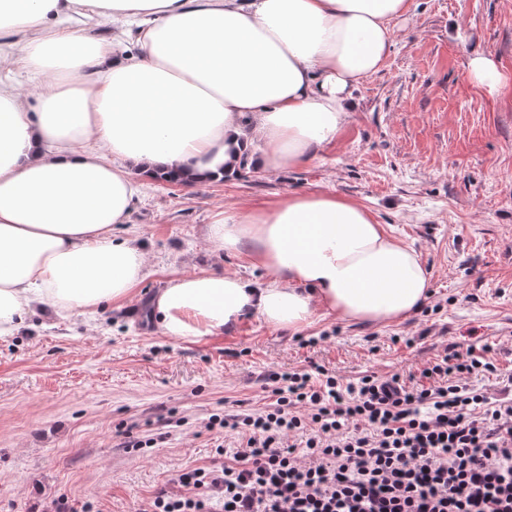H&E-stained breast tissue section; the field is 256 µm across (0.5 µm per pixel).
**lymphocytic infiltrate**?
<instances>
[{"instance_id": "lymphocytic-infiltrate-1", "label": "lymphocytic infiltrate", "mask_w": 512, "mask_h": 512, "mask_svg": "<svg viewBox=\"0 0 512 512\" xmlns=\"http://www.w3.org/2000/svg\"><path fill=\"white\" fill-rule=\"evenodd\" d=\"M480 366L449 353L411 387L272 373L266 410L210 417L238 435L223 463L144 512H512V403L474 416L458 381Z\"/></svg>"}]
</instances>
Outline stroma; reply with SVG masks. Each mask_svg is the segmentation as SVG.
I'll list each match as a JSON object with an SVG mask.
<instances>
[{
  "label": "stroma",
  "mask_w": 512,
  "mask_h": 512,
  "mask_svg": "<svg viewBox=\"0 0 512 512\" xmlns=\"http://www.w3.org/2000/svg\"><path fill=\"white\" fill-rule=\"evenodd\" d=\"M415 4L314 159L207 186L149 182L115 230L145 253L137 299L80 317L37 310L0 341V512H138L178 491L181 471L219 461L224 433L209 417L268 406L272 372L408 383L456 351L489 365L468 387L512 397V0ZM480 55L505 84L471 80ZM316 192L358 201L417 249L431 274L421 312L373 325L320 314L298 332L250 319L200 339L157 333L149 301L172 278L263 275L245 253L215 251L208 224Z\"/></svg>",
  "instance_id": "1"
}]
</instances>
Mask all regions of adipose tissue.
<instances>
[{
	"mask_svg": "<svg viewBox=\"0 0 512 512\" xmlns=\"http://www.w3.org/2000/svg\"><path fill=\"white\" fill-rule=\"evenodd\" d=\"M413 9L414 0H0V61L55 77L32 103L0 81V339L37 305L82 315L132 296L145 257L113 228L145 180L172 173L205 185L246 162H308L335 140L354 91L389 55L393 22ZM100 19L134 35L141 55L85 34L84 22ZM207 232L217 249L249 247L267 278L171 279L151 300L166 336H216L251 318L300 330L320 311L398 323L429 296L420 253L333 193L228 212Z\"/></svg>",
	"mask_w": 512,
	"mask_h": 512,
	"instance_id": "obj_1",
	"label": "adipose tissue"
}]
</instances>
